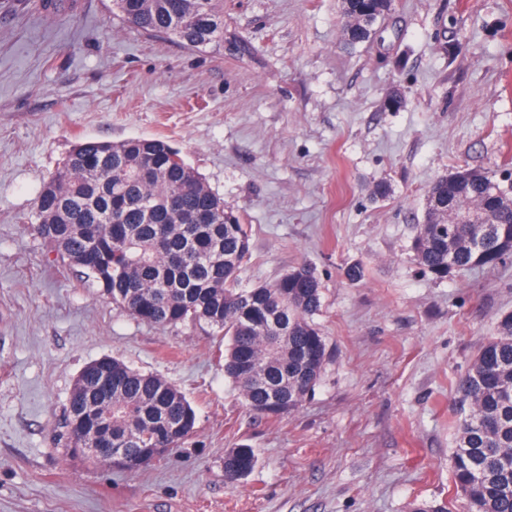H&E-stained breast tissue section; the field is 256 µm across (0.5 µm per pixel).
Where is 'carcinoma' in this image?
Wrapping results in <instances>:
<instances>
[{"label": "carcinoma", "instance_id": "obj_1", "mask_svg": "<svg viewBox=\"0 0 512 512\" xmlns=\"http://www.w3.org/2000/svg\"><path fill=\"white\" fill-rule=\"evenodd\" d=\"M350 45L365 44L393 0H342ZM122 23L187 48L224 51V0H112ZM494 171L444 176L426 194L413 261L443 280L456 270L493 269L512 257V208L501 206ZM478 207L490 224H449L448 211ZM32 229L56 258L133 318L158 327L205 323L226 339L224 373L249 412L273 417L298 409L329 357L313 320L320 284L300 265L271 284L245 287L249 227L224 208L179 150L158 138L74 147L40 193ZM464 417L450 456L454 491L465 512H512V313L457 384ZM195 409L166 379L115 357L87 364L61 421L67 451L97 466L95 445H110L121 467L147 448H176L194 432ZM226 472L246 477L254 450L226 457Z\"/></svg>", "mask_w": 512, "mask_h": 512}]
</instances>
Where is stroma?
I'll list each match as a JSON object with an SVG mask.
<instances>
[{"label": "stroma", "instance_id": "stroma-1", "mask_svg": "<svg viewBox=\"0 0 512 512\" xmlns=\"http://www.w3.org/2000/svg\"><path fill=\"white\" fill-rule=\"evenodd\" d=\"M394 2L351 46L341 0H224L221 53L124 25L110 0H0V512H410L450 497L455 382L512 311V258L437 280L411 246L436 179L512 172V0ZM141 136L178 148L249 225L244 285L314 267L330 356L297 410L251 414L222 334L134 319L30 230L78 143ZM105 356L197 413L184 444L130 472L56 439L76 377ZM243 445L255 467L227 482Z\"/></svg>", "mask_w": 512, "mask_h": 512}]
</instances>
